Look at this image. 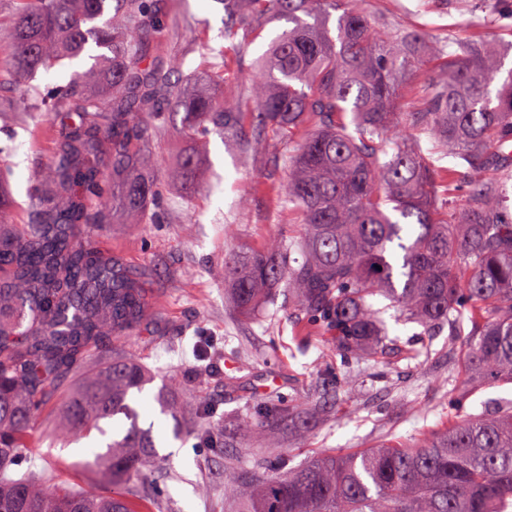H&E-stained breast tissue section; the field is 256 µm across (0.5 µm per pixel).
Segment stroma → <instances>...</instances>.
Wrapping results in <instances>:
<instances>
[{
    "mask_svg": "<svg viewBox=\"0 0 512 512\" xmlns=\"http://www.w3.org/2000/svg\"><path fill=\"white\" fill-rule=\"evenodd\" d=\"M366 8L387 26L421 28L438 41L478 35L512 42V0H501L499 12L490 15L480 0H366ZM288 27L286 20L271 19L256 41L226 52L222 0H176L174 34L163 53L182 58L184 73L216 75V88L226 89L228 99L237 102L248 93L271 40ZM83 69V64L62 61L31 77L29 93L61 97ZM226 74L231 77L227 84L222 81ZM52 148L49 114L0 110V166L11 170L0 183V223H25L28 173L49 164ZM146 152L156 186L152 221L129 224L114 213L104 243L132 265L152 269L147 282L151 321L124 342L93 348L89 364L132 355L154 377L134 401L139 424L151 429L156 446H175L183 454L168 456L141 489L138 501L148 512H224V464L231 458L251 468L260 457L281 456L292 468L316 455L367 448L386 437L414 439L499 401L512 402V383H491L455 401L445 383L461 378L457 338L445 326L424 335L421 326L401 322L381 296L373 305L390 342L374 356L345 355L320 335H305L309 317L284 287L255 316L245 319L234 311L227 300L225 258L272 238L291 242L300 232L296 215L283 203L287 139L267 134L265 149L248 157L236 141L184 133L180 117L173 116L154 132ZM187 155L196 167L185 180L179 164ZM410 349L418 351V358H407ZM81 381L78 375L67 379L42 409L32 427V456L22 469L62 487L99 492L110 487V480L82 463L128 422L115 416L105 421V434L64 444L62 406ZM159 393L179 405V419L162 413L155 399ZM268 401L288 404L298 414L295 427L280 432L274 447L262 448L253 438L220 450L202 443V427L231 419L248 425L253 406Z\"/></svg>",
    "mask_w": 512,
    "mask_h": 512,
    "instance_id": "stroma-1",
    "label": "stroma"
}]
</instances>
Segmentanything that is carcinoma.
I'll return each mask as SVG.
<instances>
[{
    "instance_id": "1",
    "label": "carcinoma",
    "mask_w": 512,
    "mask_h": 512,
    "mask_svg": "<svg viewBox=\"0 0 512 512\" xmlns=\"http://www.w3.org/2000/svg\"><path fill=\"white\" fill-rule=\"evenodd\" d=\"M365 0H224V41L241 49L268 19L292 27L269 46L244 108L213 92L210 77L173 79L178 58L160 0H17L6 49L22 85L63 59L86 57L62 100L20 95L15 106L51 110L55 149L30 172L31 219L0 231V512H133L134 494L162 463L138 424L135 395L151 383L137 360L112 359L66 404L84 435L124 416L129 426L90 465L112 480L98 494L16 473L31 425L61 381L96 344L121 341L151 317L148 273L104 249L108 209L151 221L155 193L145 145L165 122L259 150L249 125L293 138L285 205L299 214L302 258L273 239L225 260L235 309L258 313L286 284L298 307L339 350L365 355L389 337L369 298L404 320L446 324L464 347L465 395L512 383V67L491 43H428L422 30L378 31ZM335 28H330L331 18ZM433 67L420 110L399 112L403 80ZM427 135L451 165L438 171L412 134ZM269 439L295 423L284 403L256 406ZM230 424L206 434L218 449L242 439ZM233 512H512V406L452 421L431 437L320 455L284 473L269 463L224 469Z\"/></svg>"
}]
</instances>
